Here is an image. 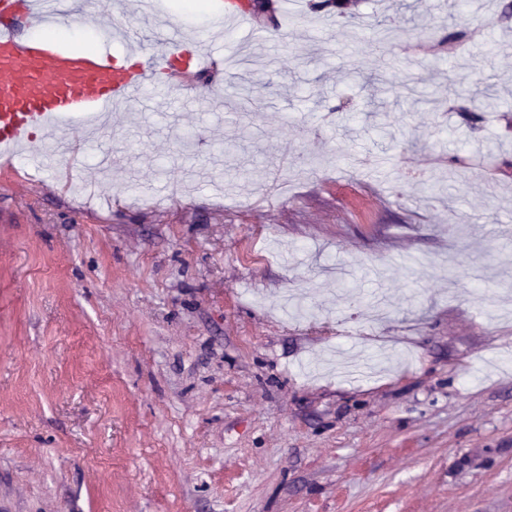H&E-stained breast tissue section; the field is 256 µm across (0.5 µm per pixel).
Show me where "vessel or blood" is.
Returning a JSON list of instances; mask_svg holds the SVG:
<instances>
[{
	"instance_id": "1",
	"label": "vessel or blood",
	"mask_w": 512,
	"mask_h": 512,
	"mask_svg": "<svg viewBox=\"0 0 512 512\" xmlns=\"http://www.w3.org/2000/svg\"><path fill=\"white\" fill-rule=\"evenodd\" d=\"M72 9V0H0L1 159L27 145L94 131L114 107L144 88L186 87L190 79L224 66L214 41L235 31L249 43L254 34L252 17L237 0H219L213 30L193 56H184L183 34L168 24L165 67L158 71L128 63L143 39L136 28L120 25L109 32V41L122 48L120 59L104 49L78 51L43 38V31L60 26Z\"/></svg>"
}]
</instances>
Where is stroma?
Instances as JSON below:
<instances>
[{"label":"stroma","instance_id":"35a3bbf8","mask_svg":"<svg viewBox=\"0 0 512 512\" xmlns=\"http://www.w3.org/2000/svg\"><path fill=\"white\" fill-rule=\"evenodd\" d=\"M504 2H302L62 154L94 192L0 160V512H512ZM463 92L465 99L469 103V107L466 108L464 112H467L470 121L478 120V112H486L497 103V95L490 87L476 93H470L468 90H464Z\"/></svg>","mask_w":512,"mask_h":512}]
</instances>
